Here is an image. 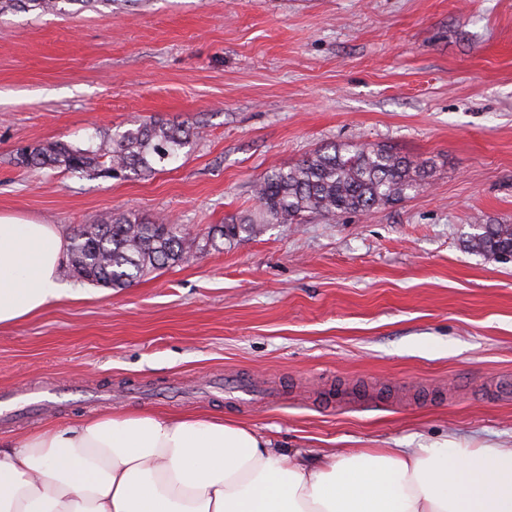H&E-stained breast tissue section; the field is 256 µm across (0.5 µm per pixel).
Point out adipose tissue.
I'll return each mask as SVG.
<instances>
[{"label": "adipose tissue", "instance_id": "adipose-tissue-1", "mask_svg": "<svg viewBox=\"0 0 512 512\" xmlns=\"http://www.w3.org/2000/svg\"><path fill=\"white\" fill-rule=\"evenodd\" d=\"M64 244L56 225L0 213V327L60 298ZM0 512H512V451L309 461L221 417L103 413L0 441Z\"/></svg>", "mask_w": 512, "mask_h": 512}]
</instances>
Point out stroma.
<instances>
[{
    "mask_svg": "<svg viewBox=\"0 0 512 512\" xmlns=\"http://www.w3.org/2000/svg\"><path fill=\"white\" fill-rule=\"evenodd\" d=\"M197 129L152 173L28 169L145 120ZM366 142L424 186L367 213L259 223L254 182ZM112 212L203 250L0 328L1 440L105 410L200 411L316 457L512 448V0H102L0 16V213L70 234ZM240 224L208 246L210 230ZM274 385L233 401L225 378ZM480 232L468 239V247L495 258L504 254L512 257V224H475ZM498 259V258H497Z\"/></svg>",
    "mask_w": 512,
    "mask_h": 512,
    "instance_id": "35a3bbf8",
    "label": "stroma"
}]
</instances>
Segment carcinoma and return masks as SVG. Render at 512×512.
<instances>
[{"instance_id":"carcinoma-1","label":"carcinoma","mask_w":512,"mask_h":512,"mask_svg":"<svg viewBox=\"0 0 512 512\" xmlns=\"http://www.w3.org/2000/svg\"><path fill=\"white\" fill-rule=\"evenodd\" d=\"M63 0H0V15L14 11H62ZM190 143L180 126L143 121L85 148L49 142L21 153L30 168L93 170L114 176L151 173L165 166ZM425 171L396 152L369 144L323 148L298 164L264 175L255 184L260 211L269 224L292 222L307 214L335 216L369 212L417 191ZM468 247L495 258L512 256V224H479ZM203 246L186 237L182 225L159 219L141 222L106 214L77 228L69 237L70 272L105 288H125L147 273L180 264Z\"/></svg>"}]
</instances>
